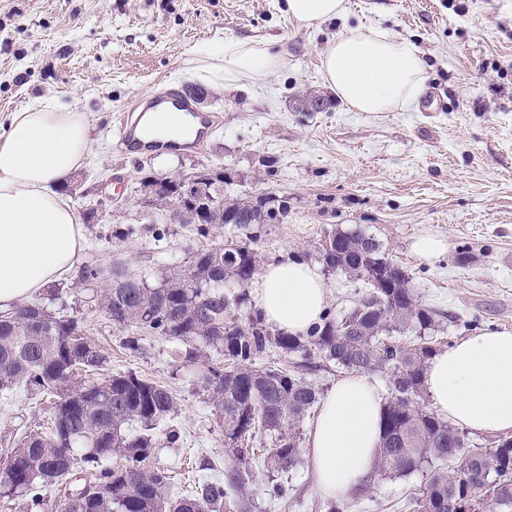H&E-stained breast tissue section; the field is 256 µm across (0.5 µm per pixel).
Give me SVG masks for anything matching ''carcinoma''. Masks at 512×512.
Returning <instances> with one entry per match:
<instances>
[{
	"instance_id": "cac0c4a2",
	"label": "carcinoma",
	"mask_w": 512,
	"mask_h": 512,
	"mask_svg": "<svg viewBox=\"0 0 512 512\" xmlns=\"http://www.w3.org/2000/svg\"><path fill=\"white\" fill-rule=\"evenodd\" d=\"M203 205L222 211L223 224H273L288 215V200L270 206L267 197L227 202L224 172L212 174ZM321 249L348 277L367 286L352 310L306 337L287 336L269 329L254 311L241 322L224 314L227 298L222 287L231 279L249 283L259 267L258 255L245 245L205 250L192 260L208 279L200 288L187 271H175L159 285L130 274L122 279L100 278L97 264H85L83 282L103 286L101 301L112 322L138 333L197 340L224 347L231 366L209 369L207 383L217 398L224 424V441L236 459L250 462L255 449L244 446L253 430L275 434L264 463L288 472L301 463L300 424L318 402L319 392L305 378L280 369L252 368L267 349L310 357L317 351L351 372L383 371L390 392L381 418L382 442L375 471L381 476L422 474L419 494L408 499L410 512H512V439L492 446L469 443L466 431L450 425L423 402L425 372L437 353L445 312L420 303L409 273L386 256L382 245L359 230L337 231ZM203 303L213 311L198 314ZM415 333L414 340H393ZM108 352L89 338L78 322L56 317L45 309L24 304L11 316H0V391L24 386L55 398L53 427L32 433L3 453L7 463L0 476V498L25 496L27 508L41 512L48 487L69 485L78 473L84 484L67 490L65 512H231L229 492L248 476L239 468L226 479L206 480L181 497L170 493L168 469L153 456L154 431L175 408L173 394L163 386L134 375H108L97 382L81 378L100 371ZM113 459L115 463L105 464Z\"/></svg>"
}]
</instances>
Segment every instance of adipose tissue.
<instances>
[{
    "instance_id": "obj_1",
    "label": "adipose tissue",
    "mask_w": 512,
    "mask_h": 512,
    "mask_svg": "<svg viewBox=\"0 0 512 512\" xmlns=\"http://www.w3.org/2000/svg\"><path fill=\"white\" fill-rule=\"evenodd\" d=\"M308 28L347 13L346 0H285ZM326 82L359 112H393L422 95L426 63L410 42L380 28L357 27L321 53ZM214 80H256L280 69L269 42H235L210 53ZM86 113L46 99L13 115L0 131V312H11L68 277L84 245L75 205L59 189L85 162ZM265 322L307 335L326 309L328 287L316 267L284 257L252 285ZM425 388L449 422L480 432H512V328L484 330L435 355ZM384 393L361 374L337 380L309 432L308 462L318 490L347 499L366 482L381 440Z\"/></svg>"
}]
</instances>
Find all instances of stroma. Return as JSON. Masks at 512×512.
Here are the masks:
<instances>
[{
  "label": "stroma",
  "instance_id": "1",
  "mask_svg": "<svg viewBox=\"0 0 512 512\" xmlns=\"http://www.w3.org/2000/svg\"><path fill=\"white\" fill-rule=\"evenodd\" d=\"M345 18L304 27L283 0H0V123L57 98L90 115L87 159L64 191L85 237L78 262L120 265L150 285L183 269L201 249L229 240L270 261L282 255L320 265L336 230L374 236L410 274L422 304L448 311L444 338L457 344L486 329L512 328V0H347ZM412 41L427 66L425 101L397 112H357L327 85L321 51L357 26ZM274 42L285 65L261 81L204 82L207 50L238 40ZM205 84L195 102L219 125L198 151L116 147L121 117L170 85ZM223 168L224 197H284L279 224L200 228L170 223L145 206V180ZM448 249L424 260L410 250L421 233ZM56 316L79 321L109 354L106 370L166 387L174 414L155 433L156 455L180 495L239 462L205 376L226 368L221 348L186 358L182 341L137 336L113 324L79 274L36 296ZM137 338L138 351L125 342ZM53 419L50 398L0 391V450ZM290 487L270 498L273 483ZM421 475L373 476L343 512H400ZM235 512H328L307 464L286 473L253 463Z\"/></svg>",
  "mask_w": 512,
  "mask_h": 512
}]
</instances>
